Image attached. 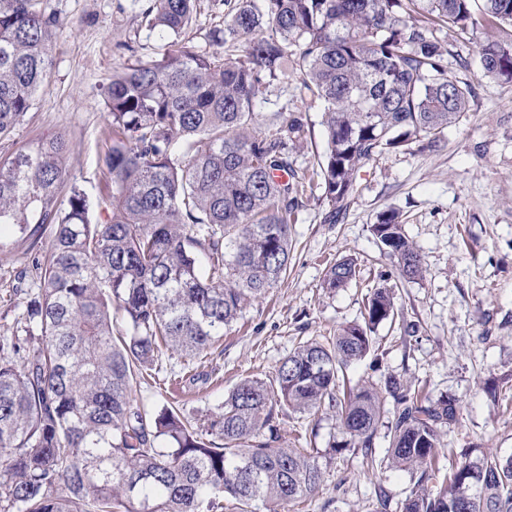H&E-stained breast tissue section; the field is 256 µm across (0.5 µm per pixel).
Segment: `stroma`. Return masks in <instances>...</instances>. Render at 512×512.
Returning <instances> with one entry per match:
<instances>
[{
    "mask_svg": "<svg viewBox=\"0 0 512 512\" xmlns=\"http://www.w3.org/2000/svg\"><path fill=\"white\" fill-rule=\"evenodd\" d=\"M45 13L63 19L57 29L52 67L24 120L0 156L37 139L65 136L71 178L89 195L111 199L103 174L106 88L113 70L159 44L132 0H41ZM224 9L198 0L185 39L195 50L223 58L215 37ZM448 73L471 83L469 109L436 145L416 141L373 157L358 172L356 187L336 219L321 186L306 189L292 217L293 253L288 272L264 298L247 306L226 330L222 355L191 360L160 354L150 376L135 390L147 405L167 403L193 414L217 409L244 378L271 381L280 362L304 339L334 335L362 319L371 288L394 287L396 321L374 331L376 351L350 367L348 376L377 382L393 373L422 387L430 397L458 401L437 452L440 467L462 454L490 450L512 454V82L484 76L473 44L451 31ZM302 111L309 129L292 152L294 167L309 178L325 148L323 106L300 97L293 75L275 81L263 111ZM400 213L409 238L423 257L424 275L404 279L397 264L381 256L370 226L377 215ZM27 236L0 237V337L15 334L25 310L20 273L29 257ZM349 256L356 277L344 288L321 287L326 269ZM419 328L405 335L404 324ZM283 445L306 444L319 452V490L290 512H367L376 486L389 495L386 512H401L413 482L405 471H369L361 455L336 452L334 417L283 416Z\"/></svg>",
    "mask_w": 512,
    "mask_h": 512,
    "instance_id": "1",
    "label": "stroma"
}]
</instances>
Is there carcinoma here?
<instances>
[{
	"instance_id": "cac0c4a2",
	"label": "carcinoma",
	"mask_w": 512,
	"mask_h": 512,
	"mask_svg": "<svg viewBox=\"0 0 512 512\" xmlns=\"http://www.w3.org/2000/svg\"><path fill=\"white\" fill-rule=\"evenodd\" d=\"M224 44L215 60L178 41L196 0H145L142 22L166 40L112 74L105 102L112 216L70 178L69 141L36 140L0 156V227L35 238L20 333L0 339V512H238L304 501L322 482L314 448L279 444L290 413L334 414L338 447L371 469L412 475L402 512H512V458L466 455L438 479L442 429L457 400H435L402 376L347 384L394 320L390 288L374 289L363 323L326 342L299 343L270 382L240 381L217 410L191 419L149 410L134 384L161 346L206 356L245 307L291 263L290 220L302 182L291 154L306 131L299 113L258 112L292 73L300 95L324 104L326 146L313 164L336 218L375 155L413 138L434 142L467 110L469 83L448 76L450 45L437 28L478 26L474 0H221ZM493 32L475 42L484 75L512 82V0H482ZM60 18L39 0H0V141L10 138L46 82ZM66 193V206L59 196ZM371 231L401 275L423 277L419 249L393 210ZM356 275L344 257L325 272L334 292ZM126 330L114 336L112 309ZM392 399L389 446L374 437ZM438 485L436 491L428 484Z\"/></svg>"
}]
</instances>
